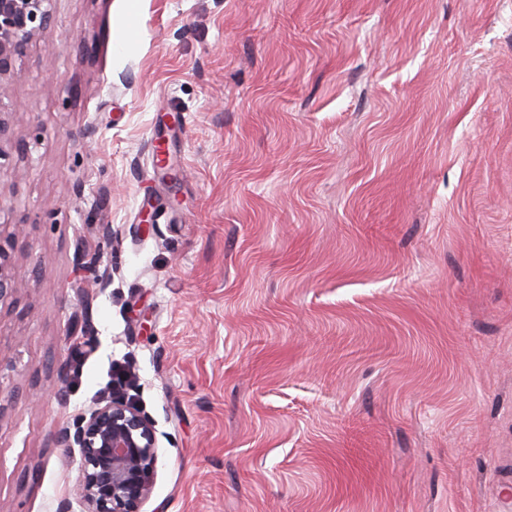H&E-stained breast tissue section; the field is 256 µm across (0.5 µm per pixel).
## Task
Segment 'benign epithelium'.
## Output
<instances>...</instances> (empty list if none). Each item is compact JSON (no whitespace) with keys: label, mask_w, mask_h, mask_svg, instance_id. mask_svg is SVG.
I'll use <instances>...</instances> for the list:
<instances>
[{"label":"benign epithelium","mask_w":512,"mask_h":512,"mask_svg":"<svg viewBox=\"0 0 512 512\" xmlns=\"http://www.w3.org/2000/svg\"><path fill=\"white\" fill-rule=\"evenodd\" d=\"M54 0H0V102L8 96L7 79L33 39L51 23ZM0 224V305L13 297L26 272L15 265L13 234ZM75 265L91 278L83 287L104 288L96 258L79 249ZM58 442L79 455L76 499L82 512H142L156 482L154 425L126 391H114L104 405L59 431Z\"/></svg>","instance_id":"7a95c632"}]
</instances>
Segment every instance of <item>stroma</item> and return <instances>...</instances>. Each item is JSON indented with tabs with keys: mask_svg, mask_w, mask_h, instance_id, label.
Listing matches in <instances>:
<instances>
[{
	"mask_svg": "<svg viewBox=\"0 0 512 512\" xmlns=\"http://www.w3.org/2000/svg\"><path fill=\"white\" fill-rule=\"evenodd\" d=\"M9 85L0 512L118 372L142 512H512V0H54ZM10 225L0 224V305L13 297L26 277V272L15 265L10 252L14 234L5 235V228ZM75 265L81 269L84 273L89 275H93L92 278H88L82 282L85 288H92L93 286H98L99 288H104L107 285V282L104 281V278L100 275L96 274V258L93 255H90L87 251L83 249H78L75 256Z\"/></svg>",
	"mask_w": 512,
	"mask_h": 512,
	"instance_id": "obj_1",
	"label": "stroma"
}]
</instances>
